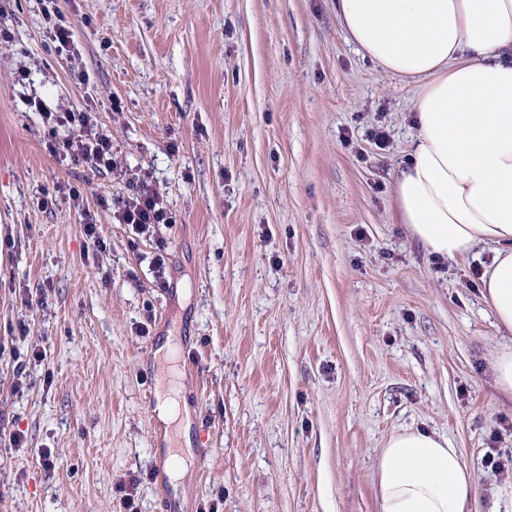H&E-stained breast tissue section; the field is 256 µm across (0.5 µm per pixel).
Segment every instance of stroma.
<instances>
[{"mask_svg": "<svg viewBox=\"0 0 512 512\" xmlns=\"http://www.w3.org/2000/svg\"><path fill=\"white\" fill-rule=\"evenodd\" d=\"M60 6L70 55L38 0H0V512H123L134 476L138 512H157L146 394L173 320L207 451L176 487L187 512H378L376 457L418 427L491 499L485 455L512 452L493 359L512 333L475 284L490 252L435 259L398 218L419 84L358 53L334 0ZM35 96L93 105L116 167L60 161L67 130ZM145 172L172 221L139 235L99 201ZM44 19L49 23L48 39L60 53L74 52L75 45L70 27L63 23L56 0H39Z\"/></svg>", "mask_w": 512, "mask_h": 512, "instance_id": "stroma-1", "label": "stroma"}]
</instances>
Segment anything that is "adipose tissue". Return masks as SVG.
<instances>
[{
	"mask_svg": "<svg viewBox=\"0 0 512 512\" xmlns=\"http://www.w3.org/2000/svg\"><path fill=\"white\" fill-rule=\"evenodd\" d=\"M348 39L421 83L417 134L395 177L403 224L429 254L491 262L483 298L512 332V0H336ZM380 512H512V483L484 504L459 449L426 429L394 432L376 461Z\"/></svg>",
	"mask_w": 512,
	"mask_h": 512,
	"instance_id": "1",
	"label": "adipose tissue"
}]
</instances>
